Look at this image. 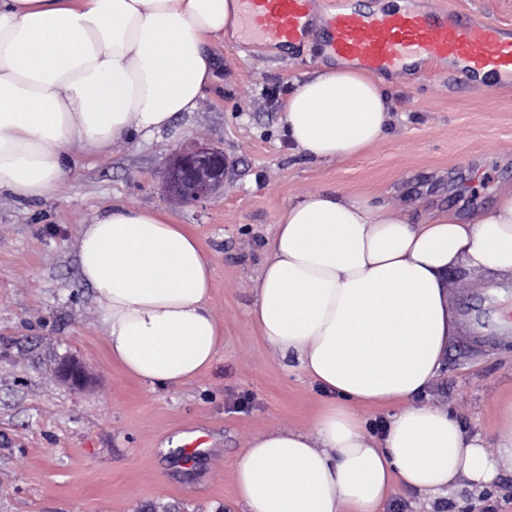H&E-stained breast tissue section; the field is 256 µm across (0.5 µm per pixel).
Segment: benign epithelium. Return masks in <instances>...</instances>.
Masks as SVG:
<instances>
[{
	"mask_svg": "<svg viewBox=\"0 0 512 512\" xmlns=\"http://www.w3.org/2000/svg\"><path fill=\"white\" fill-rule=\"evenodd\" d=\"M227 169L221 150L208 144L191 143L172 154L164 176V192L180 204L206 202L224 186ZM57 374L78 388L85 387L89 380L86 368L73 358L61 361Z\"/></svg>",
	"mask_w": 512,
	"mask_h": 512,
	"instance_id": "7a95c632",
	"label": "benign epithelium"
}]
</instances>
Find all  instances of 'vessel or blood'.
I'll return each mask as SVG.
<instances>
[{
	"mask_svg": "<svg viewBox=\"0 0 512 512\" xmlns=\"http://www.w3.org/2000/svg\"><path fill=\"white\" fill-rule=\"evenodd\" d=\"M243 22L265 45L304 42L321 24L328 55L377 74L431 63L461 64L466 77L483 74L512 84V36L484 21L448 12H364L354 0H328L316 13L313 0H241Z\"/></svg>",
	"mask_w": 512,
	"mask_h": 512,
	"instance_id": "b4317fda",
	"label": "vessel or blood"
}]
</instances>
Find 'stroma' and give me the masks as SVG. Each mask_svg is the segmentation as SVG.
<instances>
[{"instance_id": "35a3bbf8", "label": "stroma", "mask_w": 512, "mask_h": 512, "mask_svg": "<svg viewBox=\"0 0 512 512\" xmlns=\"http://www.w3.org/2000/svg\"><path fill=\"white\" fill-rule=\"evenodd\" d=\"M405 4L512 30V0ZM208 50L215 79L195 110L102 156L71 146L53 197L0 194V512H240L234 464L247 440L310 430L330 401L249 317L283 209L340 189L411 205L418 222L442 208L465 219L512 185V85L484 87L444 64L385 76L397 103L386 137L360 155L315 163L289 149L280 115L295 81L333 63L320 33L285 50L247 52L229 36ZM192 142L222 150L228 172L208 202L182 205L162 182L173 149ZM115 202L167 214L214 260L211 308L224 344L188 386L147 385L109 355L103 305L80 277L75 242L81 224ZM450 280L460 331L428 400L492 435L512 397V279L459 269ZM65 356L84 363L89 387L60 381ZM177 436L198 443L191 458L172 448ZM386 512H512V474L482 492L459 486L436 505L401 490Z\"/></svg>"}]
</instances>
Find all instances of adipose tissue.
<instances>
[{"label":"adipose tissue","instance_id":"adipose-tissue-1","mask_svg":"<svg viewBox=\"0 0 512 512\" xmlns=\"http://www.w3.org/2000/svg\"><path fill=\"white\" fill-rule=\"evenodd\" d=\"M240 0H0V191L54 195L68 149L91 155L169 126L214 80L208 41L241 28ZM396 103L349 66L296 83L280 117L310 161L384 138ZM82 279L103 303L113 362L152 386L181 387L215 361L214 261L183 225L117 203L81 225ZM512 276V190L467 222H416L343 190L315 191L279 216L251 320L335 399L312 431L254 434L237 457L243 512H383L397 490L428 499L512 474V437L468 432L425 402L457 331L449 271ZM357 404L395 406L369 438Z\"/></svg>","mask_w":512,"mask_h":512}]
</instances>
